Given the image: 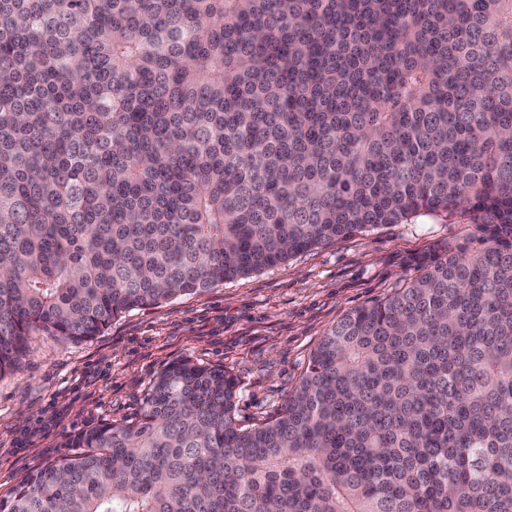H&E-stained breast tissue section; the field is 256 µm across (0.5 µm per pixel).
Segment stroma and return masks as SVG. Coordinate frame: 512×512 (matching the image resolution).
Returning a JSON list of instances; mask_svg holds the SVG:
<instances>
[{"instance_id":"35a3bbf8","label":"stroma","mask_w":512,"mask_h":512,"mask_svg":"<svg viewBox=\"0 0 512 512\" xmlns=\"http://www.w3.org/2000/svg\"><path fill=\"white\" fill-rule=\"evenodd\" d=\"M471 224L428 218L364 229L204 292L132 310L82 342L44 332L0 376V497L60 456L66 437L131 423L171 362L221 365L238 380L236 418L277 415L324 332L421 276L424 257L475 240Z\"/></svg>"}]
</instances>
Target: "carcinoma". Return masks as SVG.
Segmentation results:
<instances>
[{
	"mask_svg": "<svg viewBox=\"0 0 512 512\" xmlns=\"http://www.w3.org/2000/svg\"><path fill=\"white\" fill-rule=\"evenodd\" d=\"M474 224L273 418L176 361L0 512H512V0H0V376L367 227Z\"/></svg>",
	"mask_w": 512,
	"mask_h": 512,
	"instance_id": "obj_1",
	"label": "carcinoma"
}]
</instances>
